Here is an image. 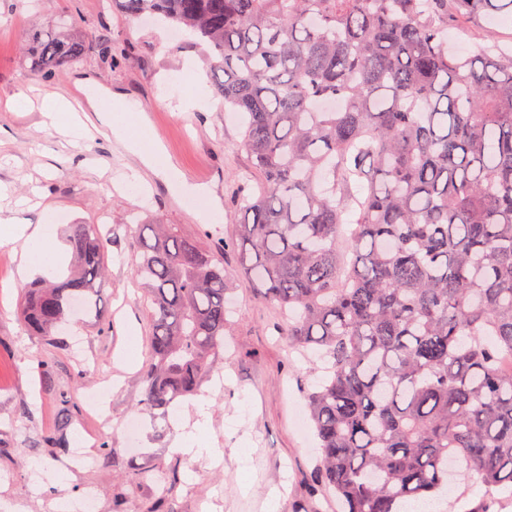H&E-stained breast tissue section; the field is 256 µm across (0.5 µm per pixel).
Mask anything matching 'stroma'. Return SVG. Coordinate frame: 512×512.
<instances>
[{
  "instance_id": "1",
  "label": "stroma",
  "mask_w": 512,
  "mask_h": 512,
  "mask_svg": "<svg viewBox=\"0 0 512 512\" xmlns=\"http://www.w3.org/2000/svg\"><path fill=\"white\" fill-rule=\"evenodd\" d=\"M46 13L65 18L88 47L82 60L48 79L31 75L22 49ZM108 34L125 43L111 59L99 51ZM202 58L191 38L176 41L166 25L129 19L113 10L112 0H41L36 6L0 0V186L6 189L0 217L34 224L51 214L63 245L74 224L99 225L110 239L100 318L71 315L49 339L23 326L19 307L32 282L19 279L18 254L0 245V512H53L59 496L76 498L88 488L97 493L99 512H135L161 495L166 512H266L275 489L281 512H336L335 495L315 478L319 450L303 398L321 374L280 336L276 309L235 274L234 174L247 165L246 153L232 149L241 139L240 121L225 110L217 77L202 64L199 80L211 110L181 106L193 90L184 63ZM33 85L81 101L112 92L140 103L184 178L219 197L223 222L204 219L200 197L173 193L153 176L127 182L134 161L116 142L94 135L74 146L38 108L8 111L7 101ZM157 219L204 249H223L232 274L233 314L218 365L226 381L200 388L210 402L209 441L223 456L217 467L172 453L179 425L144 411L143 365L122 361L127 350L148 352L150 334L132 271L138 241L129 228ZM96 391L110 419L105 426L87 405ZM65 406L71 416L63 432L66 456L43 442ZM132 416L141 426L131 443L126 422ZM105 440L121 448L118 460L100 454ZM244 447L251 457L246 471L238 461Z\"/></svg>"
}]
</instances>
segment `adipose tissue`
Returning <instances> with one entry per match:
<instances>
[{
  "label": "adipose tissue",
  "instance_id": "1",
  "mask_svg": "<svg viewBox=\"0 0 512 512\" xmlns=\"http://www.w3.org/2000/svg\"><path fill=\"white\" fill-rule=\"evenodd\" d=\"M88 110L95 112L100 132L105 138H113L125 149L136 155L143 167L161 176L168 187L178 193L191 191L183 175L164 152L157 135L150 129L148 120L133 102L122 96L109 98L108 102L88 103ZM57 226L51 216H43L34 224H10L0 234V244H17L22 248L20 277L36 275L56 276L64 253L57 247ZM198 419L192 429L182 431L173 445L175 452L215 459L206 438L209 403L205 400L194 404Z\"/></svg>",
  "mask_w": 512,
  "mask_h": 512
}]
</instances>
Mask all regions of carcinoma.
Returning <instances> with one entry per match:
<instances>
[{
	"instance_id": "carcinoma-1",
	"label": "carcinoma",
	"mask_w": 512,
	"mask_h": 512,
	"mask_svg": "<svg viewBox=\"0 0 512 512\" xmlns=\"http://www.w3.org/2000/svg\"><path fill=\"white\" fill-rule=\"evenodd\" d=\"M205 43L243 117L241 273L281 334L326 364L306 392L316 473L343 512H410L453 469L512 486V46L448 51L512 0H112ZM50 78L86 45L50 18L25 39ZM342 102L315 110L314 101ZM143 409L167 417L214 372L229 325L224 259L138 224ZM74 265L25 293L49 336L97 311L108 242L74 224ZM453 35L451 39L449 35ZM484 45L483 41L474 35L460 33L456 27H448V50L462 54H476ZM459 49L465 51H459Z\"/></svg>"
}]
</instances>
